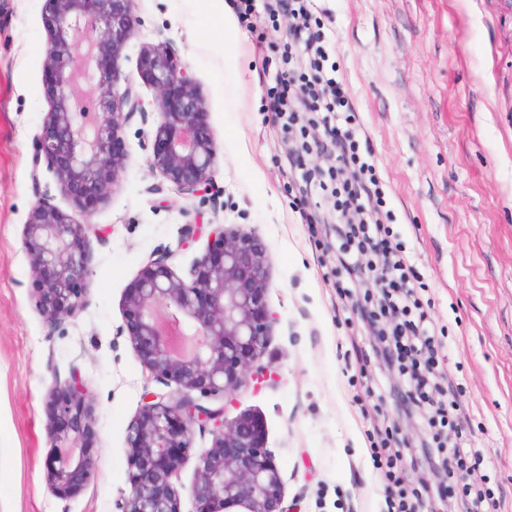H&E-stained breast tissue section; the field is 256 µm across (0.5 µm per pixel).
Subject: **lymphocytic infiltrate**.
Here are the masks:
<instances>
[{
    "label": "lymphocytic infiltrate",
    "mask_w": 512,
    "mask_h": 512,
    "mask_svg": "<svg viewBox=\"0 0 512 512\" xmlns=\"http://www.w3.org/2000/svg\"><path fill=\"white\" fill-rule=\"evenodd\" d=\"M288 13L295 31L307 32L302 48L303 72L278 73L279 89L273 97L276 120L290 126L298 111L309 112L312 125L323 127L325 139L316 141L317 152L335 156L334 166L312 167L300 176L302 194H327L334 218L336 263L348 285L360 287L371 257H382L389 281L375 301L362 308L364 327L382 342L375 355L379 365L397 369L399 378L389 388L402 408L419 405L430 413V424L460 434L462 418L454 403L434 399L430 374L435 366L431 348V323L408 284L410 266L395 256L387 227L376 220L381 190L370 158L362 156L357 142L356 112L343 81L329 72L328 52L319 33L312 30L311 0H290Z\"/></svg>",
    "instance_id": "1"
}]
</instances>
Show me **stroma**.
Returning a JSON list of instances; mask_svg holds the SVG:
<instances>
[{
	"label": "stroma",
	"mask_w": 512,
	"mask_h": 512,
	"mask_svg": "<svg viewBox=\"0 0 512 512\" xmlns=\"http://www.w3.org/2000/svg\"><path fill=\"white\" fill-rule=\"evenodd\" d=\"M265 0H136L138 25L118 64L147 104L124 125L118 184L84 216L90 273L84 312L49 326L35 306L21 234L36 201L73 213L34 146L51 105L45 79L46 0H0V512H115L129 490V423L145 392L176 393L150 376L126 328L128 288L146 262L169 252L179 276L210 248L212 225L257 236L268 256L273 322L259 362L275 382L233 395L228 416L260 417L291 512H387L371 457L377 429L393 430L405 487L435 484L416 459L431 437L428 412L405 413L385 391L387 371L361 327L363 291L347 295L336 242L310 223L318 199L300 197L287 163L299 129L269 109L292 39ZM319 32L357 113L361 146L385 192L384 210L421 285L444 385L480 451L482 484L512 512V0H316ZM166 43L203 98L217 151L212 184L176 192L150 164L157 119L139 74L143 46ZM200 223L190 248L180 245ZM78 370L95 407L94 465L77 495L56 497L47 400L53 376ZM195 430L174 485L191 512Z\"/></svg>",
	"instance_id": "obj_1"
}]
</instances>
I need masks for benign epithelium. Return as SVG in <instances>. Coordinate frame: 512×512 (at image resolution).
Wrapping results in <instances>:
<instances>
[{"label": "benign epithelium", "mask_w": 512, "mask_h": 512, "mask_svg": "<svg viewBox=\"0 0 512 512\" xmlns=\"http://www.w3.org/2000/svg\"><path fill=\"white\" fill-rule=\"evenodd\" d=\"M46 2L45 65L54 94L33 161L45 163L74 207L86 213L122 172L116 145L124 123L145 113L135 86L118 69L134 36L135 0ZM139 70L156 93L151 165L181 194L195 196L210 185L216 147L188 64L161 43L141 50ZM90 231L41 201L24 224L22 244L37 280L35 305L51 323L84 311L80 288L88 275ZM212 234V248L188 278L175 272L167 253L149 260L128 290L129 337L141 363L180 392L174 398L144 394L127 429L130 490L117 512H181L172 479L197 427L209 429L212 445L198 457L192 512H288L263 422L245 412L229 419L227 404L209 402L272 379L270 367L256 364L273 321L265 246L252 234L222 227ZM48 398L53 420L46 474L54 494L67 499L83 489L93 466V406L75 370L53 378Z\"/></svg>", "instance_id": "1"}]
</instances>
